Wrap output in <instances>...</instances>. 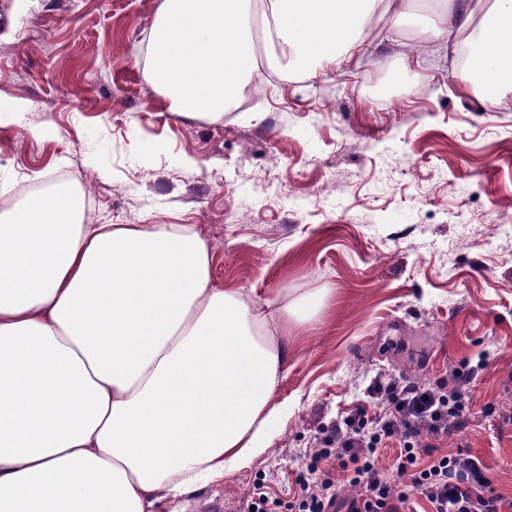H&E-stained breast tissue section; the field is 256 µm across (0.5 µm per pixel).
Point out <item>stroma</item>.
Segmentation results:
<instances>
[{
	"mask_svg": "<svg viewBox=\"0 0 512 512\" xmlns=\"http://www.w3.org/2000/svg\"><path fill=\"white\" fill-rule=\"evenodd\" d=\"M160 0H0V184L84 185L96 224H193L220 287L258 303L328 295L292 326L270 447L191 512H278L338 415L380 374L434 391L481 366L453 433L512 500V91L467 90L427 8L381 17L363 47L313 76L273 75L222 117L167 110L148 73Z\"/></svg>",
	"mask_w": 512,
	"mask_h": 512,
	"instance_id": "35a3bbf8",
	"label": "stroma"
}]
</instances>
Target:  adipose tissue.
<instances>
[{"instance_id":"obj_1","label":"adipose tissue","mask_w":512,"mask_h":512,"mask_svg":"<svg viewBox=\"0 0 512 512\" xmlns=\"http://www.w3.org/2000/svg\"><path fill=\"white\" fill-rule=\"evenodd\" d=\"M486 103L512 89V0H450ZM411 0H161L149 75L176 112L221 116L258 57L316 74ZM81 198L0 219V512H188L264 453L288 412L299 300L216 287L193 224H86Z\"/></svg>"}]
</instances>
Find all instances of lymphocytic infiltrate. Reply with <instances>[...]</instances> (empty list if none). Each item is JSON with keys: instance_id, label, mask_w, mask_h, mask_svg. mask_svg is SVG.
I'll use <instances>...</instances> for the list:
<instances>
[{"instance_id": "1", "label": "lymphocytic infiltrate", "mask_w": 512, "mask_h": 512, "mask_svg": "<svg viewBox=\"0 0 512 512\" xmlns=\"http://www.w3.org/2000/svg\"><path fill=\"white\" fill-rule=\"evenodd\" d=\"M477 368L454 373L448 392H435L417 382L392 378L377 383V414L358 408L337 419L335 448L317 449L297 482L300 494L292 512H405L412 495H420L430 512H512V501L486 494L488 468L472 454H446L420 465L418 452L423 437L457 429L466 411L467 387ZM398 442L395 473L380 461L382 448ZM335 458L342 478L358 490L349 500L340 499L338 486L318 474L319 460ZM410 476L409 490L399 479Z\"/></svg>"}]
</instances>
